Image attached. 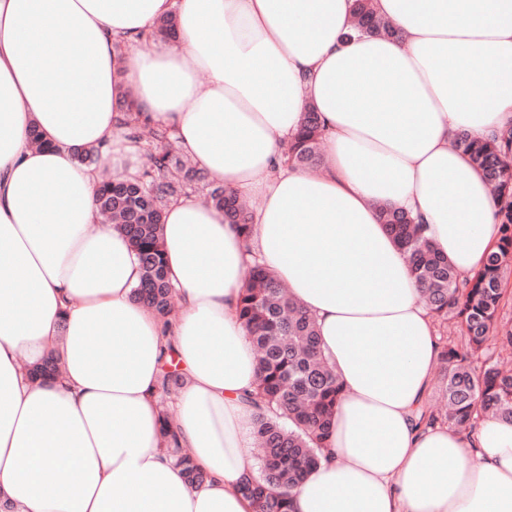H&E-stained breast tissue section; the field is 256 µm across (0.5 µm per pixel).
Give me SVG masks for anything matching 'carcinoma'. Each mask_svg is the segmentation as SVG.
I'll list each match as a JSON object with an SVG mask.
<instances>
[{"label": "carcinoma", "mask_w": 512, "mask_h": 512, "mask_svg": "<svg viewBox=\"0 0 512 512\" xmlns=\"http://www.w3.org/2000/svg\"><path fill=\"white\" fill-rule=\"evenodd\" d=\"M353 19L360 32L398 35L376 17L372 0H354ZM323 141L319 113L305 111L286 161L300 168L318 164ZM453 142L483 172L497 203L500 240L482 269L471 278L461 276L409 213L384 208L381 218L403 251L432 317L445 321L451 315L459 319L462 331L459 344L440 340L441 394L448 412L437 414L424 408L419 422H446L471 432L482 413L512 423V374L487 356L492 344L512 351V331L498 325L503 283L512 273V126L485 140L460 130ZM142 148L148 165L141 177L135 181L102 179L95 202L100 213L112 217L116 230L136 252L141 278L134 298L167 326L176 297L163 258L167 202L205 188L203 201L223 211L224 220L239 227L246 244L251 215L235 193L185 166L170 128H151ZM238 314L249 332L259 371L257 386L246 399L255 408L251 425L260 476L244 486V493L256 512H289L291 490L319 463L318 449L329 435L341 383L322 352L314 317L271 270L257 262L249 269V286L241 294ZM478 355L486 359L477 372L471 358ZM162 419L167 452L191 485H202L206 475L180 448L168 410H163Z\"/></svg>", "instance_id": "carcinoma-1"}]
</instances>
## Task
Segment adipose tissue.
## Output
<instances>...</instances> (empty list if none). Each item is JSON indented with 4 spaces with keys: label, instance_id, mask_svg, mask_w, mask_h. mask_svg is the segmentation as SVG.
Wrapping results in <instances>:
<instances>
[{
    "label": "adipose tissue",
    "instance_id": "adipose-tissue-1",
    "mask_svg": "<svg viewBox=\"0 0 512 512\" xmlns=\"http://www.w3.org/2000/svg\"><path fill=\"white\" fill-rule=\"evenodd\" d=\"M352 3L0 0V512H255L242 451L257 367L238 316L253 254L315 317L343 386L291 512H512V424L418 422L441 347L379 214L412 212L462 275L482 267L496 200L452 134L512 124V0H373L396 38L354 29ZM169 15L173 49L149 37ZM126 97L196 169L258 201L246 238L199 198L167 205L181 311L166 328L133 300L135 251L95 205L103 168L141 172L117 120ZM309 107L327 145L315 174L284 162ZM88 147L98 164L77 161ZM170 349L197 487L160 447ZM51 355L58 375L32 378Z\"/></svg>",
    "mask_w": 512,
    "mask_h": 512
}]
</instances>
